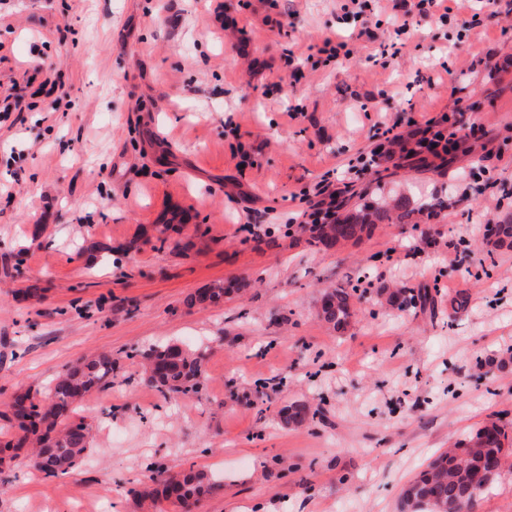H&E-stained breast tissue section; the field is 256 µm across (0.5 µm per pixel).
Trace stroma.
<instances>
[{
    "instance_id": "35a3bbf8",
    "label": "stroma",
    "mask_w": 512,
    "mask_h": 512,
    "mask_svg": "<svg viewBox=\"0 0 512 512\" xmlns=\"http://www.w3.org/2000/svg\"><path fill=\"white\" fill-rule=\"evenodd\" d=\"M6 0L0 88L25 108L0 129V427L28 390L47 397L63 367L111 353L112 384L92 393L81 464L45 480L26 449L0 469V512H143L132 488L189 466L224 488L196 512H396L401 489L435 453L494 421L512 437V250L489 252L487 222L512 218V27L471 37L424 20L388 67L373 64L393 29L358 36L342 0ZM349 54L305 76L324 38ZM73 106L32 74L33 43ZM494 50L495 79L468 73ZM389 98L364 110L361 97ZM304 104L305 117L288 109ZM483 131L446 166L401 159L353 176L362 197L448 207L417 225L325 251L290 221L303 189L345 174L373 125L425 121L457 104ZM239 126L225 136L226 121ZM488 158L483 192L466 175ZM259 225L244 237L238 227ZM101 243L111 255L92 251ZM23 263H16V255ZM437 289L435 312L379 304V288ZM215 283L222 303L187 306ZM351 284L356 316L334 331L316 316L322 286ZM465 290L467 310L448 299ZM175 341L205 351L201 397L144 381L139 355ZM310 407L298 427L280 410Z\"/></svg>"
}]
</instances>
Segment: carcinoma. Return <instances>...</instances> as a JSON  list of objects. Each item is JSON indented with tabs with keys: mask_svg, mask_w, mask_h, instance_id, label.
I'll return each instance as SVG.
<instances>
[{
	"mask_svg": "<svg viewBox=\"0 0 512 512\" xmlns=\"http://www.w3.org/2000/svg\"><path fill=\"white\" fill-rule=\"evenodd\" d=\"M448 207L443 199L418 210L409 207L406 199H381L340 216L334 224H303L306 241L324 250L340 244L357 243L371 235L381 224L398 220L412 222L414 214L434 212ZM494 250L512 248V224L495 225L494 238L486 241ZM227 290L216 285L208 292L188 298L190 306L224 300ZM385 302L402 311L426 310L435 305V298L426 288H382ZM355 315L353 294L347 288L328 287L320 297L317 317L337 331L346 329ZM142 374L146 383L162 394L198 395L206 386L204 354L176 343L157 345L142 353ZM114 362L109 353L86 357L80 364L62 371L50 388L49 403L35 397L29 411L13 415L17 433L0 447L17 450L33 442V465L43 478H56L69 472L86 451L91 425L84 417H74L76 410L94 390L112 383ZM307 415V406L294 404L284 414L286 424L300 425ZM461 452L445 451L434 457L427 468L407 484L400 497V512H475L480 496L501 475L502 457L512 456V441L496 424L475 429L460 444ZM224 482L205 470L194 468L179 471L158 470L149 482L134 490L140 504L155 509L166 501L175 512H192L203 496L221 490Z\"/></svg>",
	"mask_w": 512,
	"mask_h": 512,
	"instance_id": "carcinoma-1",
	"label": "carcinoma"
}]
</instances>
